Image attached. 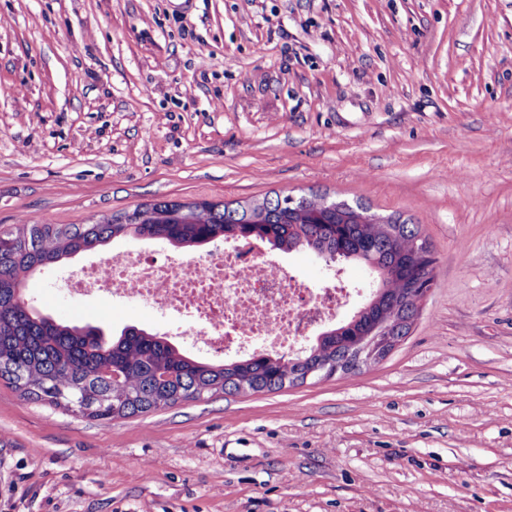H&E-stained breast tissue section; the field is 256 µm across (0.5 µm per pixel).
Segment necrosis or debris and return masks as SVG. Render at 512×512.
<instances>
[{"mask_svg":"<svg viewBox=\"0 0 512 512\" xmlns=\"http://www.w3.org/2000/svg\"><path fill=\"white\" fill-rule=\"evenodd\" d=\"M56 284L71 293L107 295L117 304L160 311L177 321L181 347L213 355H247L258 347L296 352L315 327L335 321L356 294L338 275L312 287L240 239L202 260L117 251L59 274Z\"/></svg>","mask_w":512,"mask_h":512,"instance_id":"1","label":"necrosis or debris"}]
</instances>
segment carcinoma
Segmentation results:
<instances>
[{"label": "carcinoma", "mask_w": 512, "mask_h": 512, "mask_svg": "<svg viewBox=\"0 0 512 512\" xmlns=\"http://www.w3.org/2000/svg\"><path fill=\"white\" fill-rule=\"evenodd\" d=\"M366 210L345 202L315 208L304 197L231 208L208 200L139 205L93 224H25L0 231V380L20 395L84 417L114 421L148 414L217 393L276 392L305 384L308 371L340 363V376L379 363L357 359L374 324L394 317V343L417 316L403 290L432 284V269L413 256L431 249L419 226L401 217L361 220ZM119 237L202 248L218 239L260 240L278 250L306 249L329 259L362 263L377 288L350 320L329 325L301 352L286 357L256 352L223 363L186 354L164 335L135 326L112 337L103 328L58 322L24 293L25 276L47 270ZM106 367L123 371L112 387Z\"/></svg>", "instance_id": "obj_1"}]
</instances>
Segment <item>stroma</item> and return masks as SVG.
Here are the masks:
<instances>
[{
  "instance_id": "obj_1",
  "label": "stroma",
  "mask_w": 512,
  "mask_h": 512,
  "mask_svg": "<svg viewBox=\"0 0 512 512\" xmlns=\"http://www.w3.org/2000/svg\"><path fill=\"white\" fill-rule=\"evenodd\" d=\"M0 229L291 195L417 224L360 372L102 422L0 382V512H512V0H0ZM27 294L166 333L155 311Z\"/></svg>"
}]
</instances>
